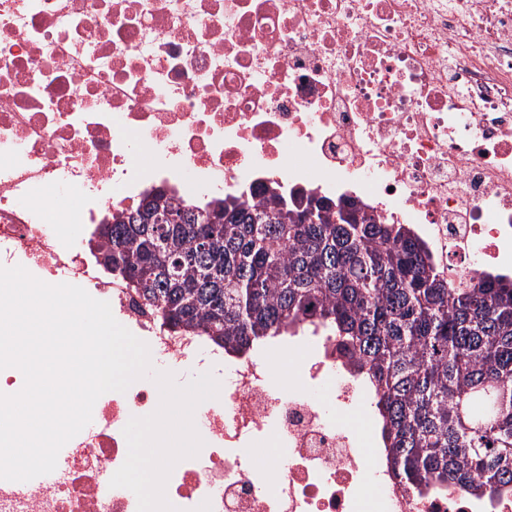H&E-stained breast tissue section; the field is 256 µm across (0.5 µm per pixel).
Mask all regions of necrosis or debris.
<instances>
[{"label":"necrosis or debris","instance_id":"obj_1","mask_svg":"<svg viewBox=\"0 0 512 512\" xmlns=\"http://www.w3.org/2000/svg\"><path fill=\"white\" fill-rule=\"evenodd\" d=\"M149 147L150 166L135 154ZM80 194L46 212L48 194ZM272 191L406 224L451 281L512 278V0H0V266L108 302L178 383L209 372L179 512H512L403 489L346 425L356 369L335 340L241 352L167 326L98 261L101 225L161 193L188 207ZM148 378L96 401L55 482L0 480V512H138L106 475L153 413ZM274 450L258 464V449Z\"/></svg>","mask_w":512,"mask_h":512}]
</instances>
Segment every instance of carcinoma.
I'll return each mask as SVG.
<instances>
[{"instance_id":"1","label":"carcinoma","mask_w":512,"mask_h":512,"mask_svg":"<svg viewBox=\"0 0 512 512\" xmlns=\"http://www.w3.org/2000/svg\"><path fill=\"white\" fill-rule=\"evenodd\" d=\"M143 208L178 224H140ZM100 253L163 319L241 351L299 327L336 340L372 393L407 488L512 483V280L445 278L405 224L301 195L198 210L152 196L103 224Z\"/></svg>"}]
</instances>
